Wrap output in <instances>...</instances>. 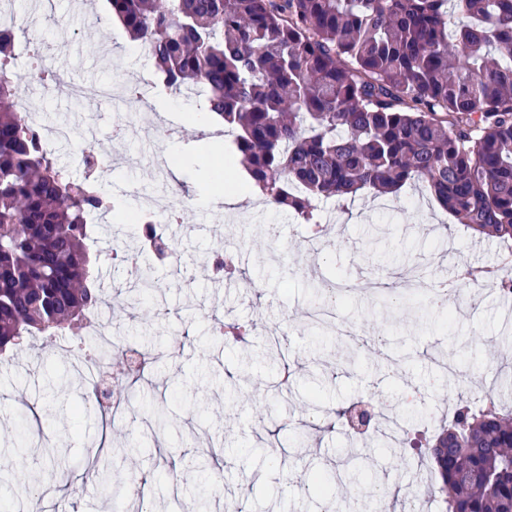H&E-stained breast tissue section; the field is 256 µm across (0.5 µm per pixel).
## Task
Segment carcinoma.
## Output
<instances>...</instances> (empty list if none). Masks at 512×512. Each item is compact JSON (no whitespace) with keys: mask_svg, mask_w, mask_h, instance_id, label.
Returning <instances> with one entry per match:
<instances>
[{"mask_svg":"<svg viewBox=\"0 0 512 512\" xmlns=\"http://www.w3.org/2000/svg\"><path fill=\"white\" fill-rule=\"evenodd\" d=\"M111 17L149 48L163 88L191 90L224 124L225 150L269 206L321 230L316 202L395 194L421 182L466 229L512 251V0H107ZM16 31L0 29V353L86 331L109 304L93 275L87 217L109 198L41 150L17 108ZM141 239L162 254L157 225ZM141 273L137 301L154 295ZM247 334L217 322L225 346ZM142 371L109 391L123 402ZM75 412L112 417L83 384ZM0 451L30 444L28 405ZM443 512H512V410L463 401L426 441ZM102 492L120 494L112 469ZM305 490L329 496L319 471Z\"/></svg>","mask_w":512,"mask_h":512,"instance_id":"cac0c4a2","label":"carcinoma"}]
</instances>
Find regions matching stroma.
I'll return each mask as SVG.
<instances>
[{"mask_svg":"<svg viewBox=\"0 0 512 512\" xmlns=\"http://www.w3.org/2000/svg\"><path fill=\"white\" fill-rule=\"evenodd\" d=\"M42 27L40 53L67 81L85 87L80 99L66 89L33 85L29 97L48 113L54 125L96 135L81 136L60 152V163L74 178L86 169L82 150L95 148L108 164L98 171L100 185L128 212L148 198L189 207V223L173 226L174 254L151 260L136 249L135 224H113L112 234L126 242V258L102 255L99 275L112 297L106 320L117 335L149 351L154 373L141 388L148 400L165 401L176 427L152 431L148 412L134 423L112 430L113 444L133 438L146 453L138 471L161 472L151 487L156 512H187L199 484L185 467L190 458H205L218 449L219 468L208 482L212 512L249 501L253 512H317L303 487L310 467L336 471L340 449L362 457L368 476L353 483L337 481V503L353 512H389L399 492L418 490L422 512H441L438 478L428 458L415 450L387 447L380 433L362 438L336 428L325 432L309 423L305 403L318 392L329 409L363 400L378 415L397 418L411 436L433 432L452 418L460 400L498 396L512 408V313L501 307L503 294L474 289L459 281L463 269L481 270L506 261L496 240L478 237L458 224L421 184L405 185L397 194H361L345 202L324 201L319 208L326 227L324 241L309 249V231L291 215L244 200L233 220L217 224L221 207L196 204L193 183H171L153 163L179 127V142L193 147L206 138L191 115L196 98H177L168 112H158L153 91L147 105L130 111L97 93L104 82L119 83L136 75L155 81L151 58L137 51L124 27L108 17L106 0H41L36 12ZM123 124L122 140L112 127ZM278 229L275 245L265 242L268 225ZM230 252L245 277L215 281L207 268L215 252ZM151 268L162 291L160 301L130 312L118 289L130 268ZM458 282V298L450 315L432 312L421 283ZM344 284L348 303L341 319L359 327L360 336H337L335 323L315 325L307 316L316 284ZM250 322L248 343L229 348L212 344V313ZM287 335L295 375L281 386L278 369L256 365L267 337ZM81 396L72 356L61 346L33 339L22 353L0 364V429L11 430L14 408L29 399L53 403L58 412L55 439L69 467L54 476L43 450L9 458L15 473L14 498L25 501L28 488L39 487L41 512L63 505L67 512H138L133 494L108 500L89 479L88 458L101 433L98 423L75 418ZM279 429L275 467L244 446L262 431Z\"/></svg>","mask_w":512,"mask_h":512,"instance_id":"35a3bbf8","label":"stroma"}]
</instances>
